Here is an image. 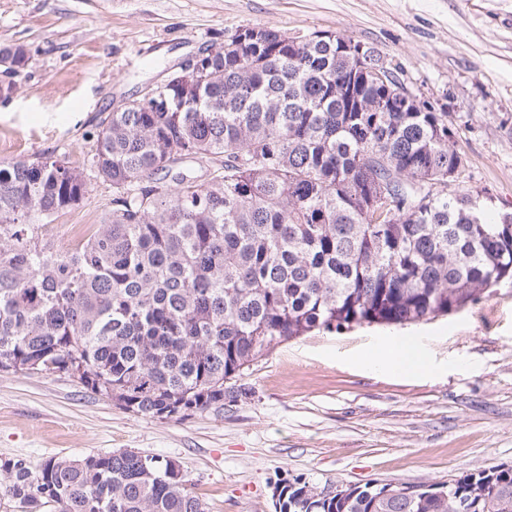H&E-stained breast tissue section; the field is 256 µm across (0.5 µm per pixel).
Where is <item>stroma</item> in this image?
Wrapping results in <instances>:
<instances>
[{"instance_id":"1","label":"stroma","mask_w":512,"mask_h":512,"mask_svg":"<svg viewBox=\"0 0 512 512\" xmlns=\"http://www.w3.org/2000/svg\"><path fill=\"white\" fill-rule=\"evenodd\" d=\"M300 38L330 31L373 47L407 92L451 115L466 164L452 188L512 212V0H0V47L26 70L0 102V164L48 154L84 167L100 122L187 58L245 26ZM95 184L53 221L98 224ZM408 336L432 365L415 377L364 370L384 337ZM222 413L175 422L116 407L64 375L0 371V457L32 470L53 456L132 450L177 460L205 512H275L272 486L444 483L512 465V284L404 326L316 330L255 360Z\"/></svg>"}]
</instances>
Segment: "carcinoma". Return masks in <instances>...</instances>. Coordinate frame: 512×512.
Returning a JSON list of instances; mask_svg holds the SVG:
<instances>
[{"mask_svg": "<svg viewBox=\"0 0 512 512\" xmlns=\"http://www.w3.org/2000/svg\"><path fill=\"white\" fill-rule=\"evenodd\" d=\"M243 54L100 124L84 168L48 155L0 164V370L65 375L134 414L224 411L228 386L313 330L405 325L512 281V213L488 222L444 176L463 166L448 113L389 106L393 69L355 94L344 38L288 44L239 30ZM28 66L21 44L0 62ZM213 168L200 180L187 166ZM112 187L103 224L60 253L56 214ZM387 186L389 201L382 197ZM129 450L0 458L11 512H204L172 459ZM282 512H512V466L448 484L296 476Z\"/></svg>", "mask_w": 512, "mask_h": 512, "instance_id": "cac0c4a2", "label": "carcinoma"}]
</instances>
